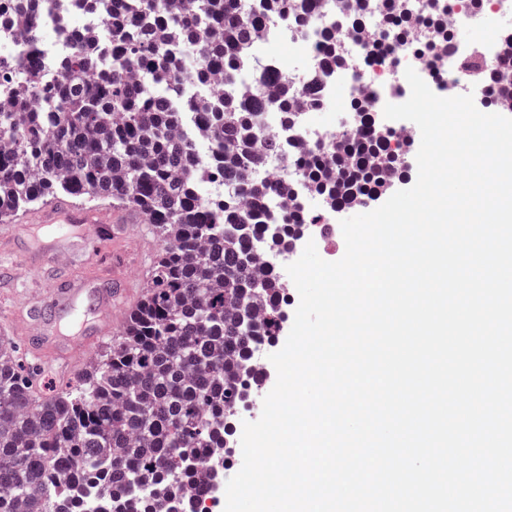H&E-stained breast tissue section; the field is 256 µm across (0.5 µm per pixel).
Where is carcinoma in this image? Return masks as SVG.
Returning <instances> with one entry per match:
<instances>
[{
	"label": "carcinoma",
	"instance_id": "cac0c4a2",
	"mask_svg": "<svg viewBox=\"0 0 512 512\" xmlns=\"http://www.w3.org/2000/svg\"><path fill=\"white\" fill-rule=\"evenodd\" d=\"M37 0H0L26 40H41ZM109 0L105 21L112 40L72 35L74 53L60 79L44 80L35 51L0 57V220L61 195L108 201L136 211L164 246L152 286L108 351L66 387L44 392L38 370L14 347L0 348V512H62L74 496L86 509L108 512L109 498L152 501V512L193 501L210 491L211 468L228 460L225 445L244 395L257 389L252 348L278 339L287 303L283 283L262 276L250 239L259 230L252 211L279 186L252 183L262 154L248 149L247 130L263 112L293 116L317 106L324 71L342 65L336 30L320 50L324 70L298 93L283 73L261 68L241 74L262 16L245 0ZM283 21L302 20L312 0H263ZM433 9L416 44L420 55L452 41L445 2ZM384 23L399 40L413 21L404 0H384ZM190 79L220 74L230 92L221 105L184 97ZM112 70L93 81L99 59ZM211 140L219 160L194 164L192 143L176 135L187 117ZM406 146H389L377 131L341 136L327 156L296 155L302 183L335 209L361 206L385 193L406 169ZM202 183L224 186L203 196ZM320 217L279 215L266 227L270 251H287L297 232Z\"/></svg>",
	"mask_w": 512,
	"mask_h": 512
}]
</instances>
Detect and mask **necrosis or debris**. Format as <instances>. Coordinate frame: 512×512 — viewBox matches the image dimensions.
<instances>
[{"label": "necrosis or debris", "mask_w": 512, "mask_h": 512, "mask_svg": "<svg viewBox=\"0 0 512 512\" xmlns=\"http://www.w3.org/2000/svg\"><path fill=\"white\" fill-rule=\"evenodd\" d=\"M370 10L364 14L354 34L346 33L339 16L325 9L311 10L299 26H290L276 18H265L256 35L259 45H284L288 48L287 73L296 89H303L314 72L320 71L322 56L319 51L321 34L327 26H335L345 36L343 45L351 61L350 66L339 67L325 76L319 89L321 108L336 110L342 104L363 99L370 112L382 111L386 104L398 103L411 89L405 78L406 68H413L433 93L441 97L472 94L477 109H485L488 99L498 101V109L512 112V55L505 44L512 31L488 27L487 10L512 15V0H447L448 27L451 31L476 29L482 31L480 47L452 42L447 53L428 58L419 56L412 42H395L379 22V2L369 0ZM64 0H40L41 26L44 36L38 46L42 73L47 81L57 77L59 61L71 54L72 46L57 36L60 19L67 17ZM377 44L379 54H371L370 44ZM479 55L496 67L500 79L489 84L465 76L457 67L460 58ZM265 132L280 144L278 153L269 155L265 163L253 170L254 181L268 183L279 180L291 188H299L301 180L296 171L286 165L288 157L325 148L336 133L362 136L367 126L360 117H353L340 131L315 127L308 123L306 112H299L290 125H265Z\"/></svg>", "instance_id": "obj_1"}]
</instances>
